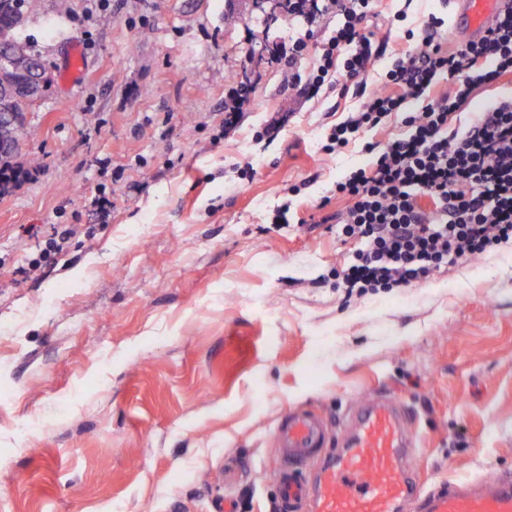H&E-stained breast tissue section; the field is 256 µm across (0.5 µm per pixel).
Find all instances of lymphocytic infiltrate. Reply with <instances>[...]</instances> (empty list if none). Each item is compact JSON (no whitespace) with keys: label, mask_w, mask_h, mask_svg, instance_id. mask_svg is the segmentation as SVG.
Instances as JSON below:
<instances>
[{"label":"lymphocytic infiltrate","mask_w":512,"mask_h":512,"mask_svg":"<svg viewBox=\"0 0 512 512\" xmlns=\"http://www.w3.org/2000/svg\"><path fill=\"white\" fill-rule=\"evenodd\" d=\"M372 4L288 0L290 15L308 20L323 6L343 19L313 63L310 88H320L335 70L343 83L362 82L382 55L383 42L364 26ZM444 24L434 15L421 33L406 32L410 46L394 55L382 88L326 134L327 150H339L397 113L410 130L383 144L365 143L370 166L336 184L349 200L336 218L340 232L361 244L343 272L347 295L423 283L442 267L512 244V98L475 113L463 134L448 132L449 115L476 86L512 74V8L451 53L435 42ZM442 77L454 79L453 88L431 97ZM420 195L432 200V210L418 206Z\"/></svg>","instance_id":"obj_1"}]
</instances>
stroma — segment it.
Returning a JSON list of instances; mask_svg holds the SVG:
<instances>
[{
    "instance_id": "obj_1",
    "label": "stroma",
    "mask_w": 512,
    "mask_h": 512,
    "mask_svg": "<svg viewBox=\"0 0 512 512\" xmlns=\"http://www.w3.org/2000/svg\"><path fill=\"white\" fill-rule=\"evenodd\" d=\"M277 3L71 0L60 18L44 0L29 23L51 81L23 148L40 166L0 195V512H273L281 419L333 423L378 393L414 412L422 484L512 472V245L409 288L336 286L359 243L336 233L335 185L369 157L324 134L445 0H375L365 89L305 94ZM510 95L512 75L478 86L450 131ZM101 191L105 219L85 204ZM248 102L246 89L240 85L236 91L229 97V102H224V132L229 134L239 126L241 108Z\"/></svg>"
}]
</instances>
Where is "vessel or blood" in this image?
Here are the masks:
<instances>
[{
  "instance_id": "1",
  "label": "vessel or blood",
  "mask_w": 512,
  "mask_h": 512,
  "mask_svg": "<svg viewBox=\"0 0 512 512\" xmlns=\"http://www.w3.org/2000/svg\"><path fill=\"white\" fill-rule=\"evenodd\" d=\"M512 0H448L450 35H482ZM412 413L379 396L344 417L339 429L312 411L288 413L273 441L283 512H512V473L423 486L408 473L416 447Z\"/></svg>"
}]
</instances>
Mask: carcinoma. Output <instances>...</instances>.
Wrapping results in <instances>:
<instances>
[{"label": "carcinoma", "mask_w": 512, "mask_h": 512, "mask_svg": "<svg viewBox=\"0 0 512 512\" xmlns=\"http://www.w3.org/2000/svg\"><path fill=\"white\" fill-rule=\"evenodd\" d=\"M43 0H0V113L7 112L10 119L0 125V138L22 147L28 137L35 100L16 89V83L26 79L33 71H47L46 64L32 40H24L25 21L42 9ZM21 154L0 155V182L15 181L19 171L16 158Z\"/></svg>", "instance_id": "cac0c4a2"}]
</instances>
